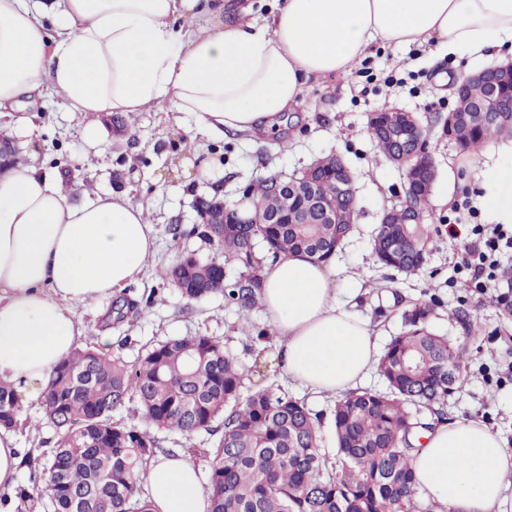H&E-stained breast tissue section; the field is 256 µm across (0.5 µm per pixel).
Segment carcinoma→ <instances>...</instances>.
<instances>
[{"mask_svg":"<svg viewBox=\"0 0 512 512\" xmlns=\"http://www.w3.org/2000/svg\"><path fill=\"white\" fill-rule=\"evenodd\" d=\"M395 116L368 115L366 133L385 159L409 155L415 145L391 133ZM448 139L464 153H477L495 137L512 136V120L488 131L469 112L448 115ZM404 197L423 220L430 194L420 190L408 161L399 166ZM350 168H323L315 193L338 201L342 176ZM267 179L250 185L252 197L289 219L304 209L307 193L281 198L267 193ZM207 224L201 234L224 253L252 267L251 247L261 239L276 256L306 253L328 263L358 220L356 208L336 206L334 224ZM426 224H411L402 207L390 223L378 225L372 250L379 263L414 272L426 261ZM167 280L190 300L224 290V265L179 257ZM260 277L242 276L227 296L248 312L257 304ZM425 305L405 314L406 330L394 337L378 364L386 391L354 390L336 401V455L322 453L318 418L305 402L269 388L242 393L244 369L211 336L174 337L129 364L94 348L75 350L57 365L42 393L45 414L56 429L46 454L48 512H152L143 474L157 454V433L190 437L211 430L223 418L224 432L208 467V512H436L418 496L411 460L420 434L447 420L448 394L466 368L464 349L428 326ZM137 401L145 425L113 421V414ZM21 416L18 392L0 382V427L13 429Z\"/></svg>","mask_w":512,"mask_h":512,"instance_id":"obj_1","label":"carcinoma"}]
</instances>
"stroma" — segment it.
<instances>
[{
  "instance_id": "obj_1",
  "label": "stroma",
  "mask_w": 512,
  "mask_h": 512,
  "mask_svg": "<svg viewBox=\"0 0 512 512\" xmlns=\"http://www.w3.org/2000/svg\"><path fill=\"white\" fill-rule=\"evenodd\" d=\"M491 62L488 56H449L432 44L373 46L371 55L356 62L350 74L306 85L294 109L296 119L286 126L288 142L283 147L229 133L197 143L192 138V120L166 107L113 117L109 142L82 177L93 192L125 193L147 205L157 250L138 279L116 290L114 297L77 305V316L85 327L81 344L131 363L173 337H217L225 353L244 367L245 390L268 387L304 400L321 422L325 451L334 453L336 399L315 394L288 378L278 364L277 341L258 338L259 332L271 328L263 308L242 314L238 304L222 292L186 300L167 283L165 272L177 257L191 254L203 262L222 263L226 284H233L244 268L225 255L217 242L197 232L196 202L216 194L228 202L239 200L250 184L270 173L289 176L319 156L336 153L357 174L355 203L360 211L354 232L329 263L336 273L339 302L352 305L354 312L367 319L383 346L403 331L406 311L418 303L429 304L431 329L466 350L465 380L444 405L448 417L481 419L512 450V379L502 376L512 364V315L497 303L499 294L512 291V271L483 296L452 286L458 245L446 233L452 216L450 202L476 193L486 170L512 165V138L492 139L476 155L461 153L444 133L455 99L447 86L437 83L438 77L454 73L457 64L474 71ZM388 107L418 117L427 131V152L436 168L427 260L410 276L383 268L371 249L383 210L403 195L400 172L381 160L365 133L367 114ZM30 110L41 136L30 147L17 148L19 162L31 161L48 171L77 169L72 144L78 134V116L64 112L48 97L37 99ZM205 159L209 169L197 173ZM118 297L136 306L121 322L108 317ZM17 390L23 412L12 432L14 443L19 453L41 455L53 447L55 430L46 418L39 389L21 384ZM213 427V432L189 438L163 434L162 445L194 457L200 471H207L223 424L217 421Z\"/></svg>"
}]
</instances>
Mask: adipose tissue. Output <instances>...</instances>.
<instances>
[{
    "mask_svg": "<svg viewBox=\"0 0 512 512\" xmlns=\"http://www.w3.org/2000/svg\"><path fill=\"white\" fill-rule=\"evenodd\" d=\"M242 0H0V115L19 145L40 135L25 104L50 92L79 114L86 165L106 116L172 103L194 136L266 134L309 81L347 75L375 42L449 53H512V0H285L257 25ZM481 198L512 223V167L482 176ZM72 182L35 164L0 167V381L47 383L83 334L80 303L135 281L156 251L147 208L99 194L74 204ZM336 278L298 253L263 269L261 304L283 369L317 393L356 386L378 362L370 323L337 300ZM412 467L437 512H512V450L482 420L437 425ZM156 512H207L184 456L152 459Z\"/></svg>",
    "mask_w": 512,
    "mask_h": 512,
    "instance_id": "adipose-tissue-1",
    "label": "adipose tissue"
}]
</instances>
